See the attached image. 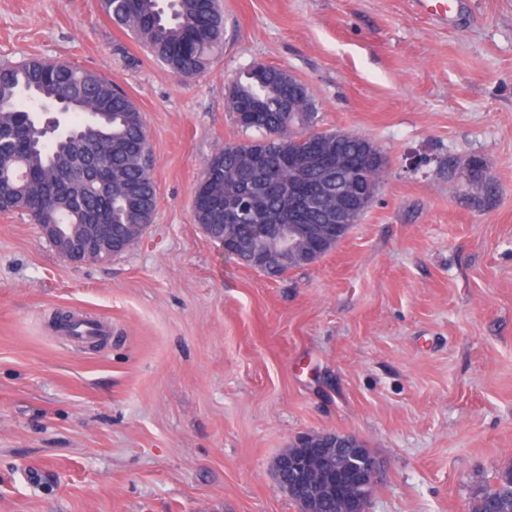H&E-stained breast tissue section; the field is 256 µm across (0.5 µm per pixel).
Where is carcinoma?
I'll return each instance as SVG.
<instances>
[{
    "label": "carcinoma",
    "mask_w": 512,
    "mask_h": 512,
    "mask_svg": "<svg viewBox=\"0 0 512 512\" xmlns=\"http://www.w3.org/2000/svg\"><path fill=\"white\" fill-rule=\"evenodd\" d=\"M106 16L116 26L140 39L153 56L178 79L195 78L208 67L224 41V15L218 0H174L162 10L157 0H100ZM301 84L288 79L276 66L259 63L245 80L234 82L230 108L238 127L260 132L269 140L266 152L249 153L246 142L228 141L209 161L193 196L199 224H232L227 210L233 193L252 187L271 213L281 210L282 199L262 182L261 171L275 166V178L288 183L293 158L283 146L292 141L298 153L325 148L330 131L315 129V113L308 99L299 96ZM42 101L65 100L74 126L84 116H97L91 129L98 151L86 168L90 181L75 165V142L36 144L39 126L33 124L27 95ZM0 168L15 166L26 173L24 186H0V212L24 201L34 224H65L73 237L88 224H140L142 212L155 206L146 125L131 98L111 79L66 62L31 58L0 63ZM350 167L363 178L381 177L377 157L358 142L345 146ZM277 244L240 222L227 250L246 258L257 250L272 251ZM472 512H512V466L502 470L497 482L472 505Z\"/></svg>",
    "instance_id": "carcinoma-1"
}]
</instances>
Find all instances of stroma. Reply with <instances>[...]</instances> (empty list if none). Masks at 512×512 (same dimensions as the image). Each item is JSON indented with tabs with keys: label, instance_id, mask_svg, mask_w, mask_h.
Listing matches in <instances>:
<instances>
[{
	"label": "stroma",
	"instance_id": "1",
	"mask_svg": "<svg viewBox=\"0 0 512 512\" xmlns=\"http://www.w3.org/2000/svg\"><path fill=\"white\" fill-rule=\"evenodd\" d=\"M452 3L443 25L413 0H223V48L184 81L98 0H0V62L67 61L136 103L157 195L142 238L78 265L0 212V512H298L273 463L322 431L380 461L368 512H471L512 466V0ZM258 63L388 161L360 223L274 279L192 207L248 137L228 87Z\"/></svg>",
	"mask_w": 512,
	"mask_h": 512
}]
</instances>
